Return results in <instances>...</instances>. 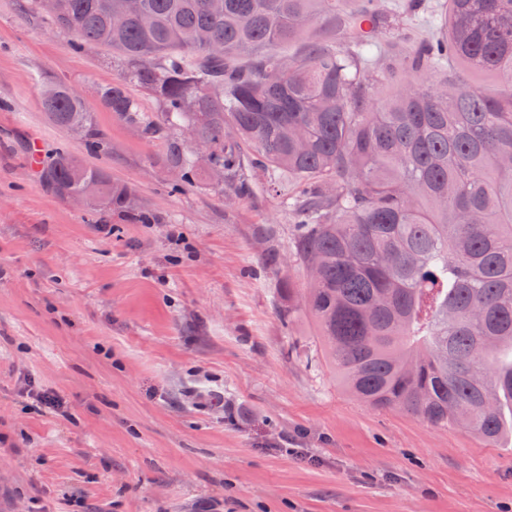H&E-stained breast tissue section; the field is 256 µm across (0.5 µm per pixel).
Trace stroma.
<instances>
[{
    "label": "stroma",
    "mask_w": 512,
    "mask_h": 512,
    "mask_svg": "<svg viewBox=\"0 0 512 512\" xmlns=\"http://www.w3.org/2000/svg\"><path fill=\"white\" fill-rule=\"evenodd\" d=\"M70 39L31 0H0V512H512L511 435L490 448L359 403L311 316L287 315L307 281L290 183L251 168L243 197L171 193L162 139L100 95L122 58ZM53 83L84 99L108 153L42 111ZM60 146L150 223L46 190L30 150ZM46 390L68 417L37 409Z\"/></svg>",
    "instance_id": "35a3bbf8"
}]
</instances>
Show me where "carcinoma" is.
I'll return each mask as SVG.
<instances>
[{"label":"carcinoma","instance_id":"obj_1","mask_svg":"<svg viewBox=\"0 0 512 512\" xmlns=\"http://www.w3.org/2000/svg\"><path fill=\"white\" fill-rule=\"evenodd\" d=\"M70 45H106L128 79L161 104L142 121L125 86L113 112L165 139L178 192L201 175L188 143L207 148L224 184L249 191L245 157L277 186L288 174L291 251L308 284L286 312L310 314L345 391L487 446L512 430V0H448L429 36L383 46L408 6L378 0H58ZM328 21L333 38L298 55L282 45ZM399 55L389 98L375 72ZM499 78L496 94L459 80L456 62ZM52 121L78 130L89 154L108 149L83 99L53 84ZM43 182L65 198H106L148 223L131 192L68 150Z\"/></svg>","mask_w":512,"mask_h":512}]
</instances>
